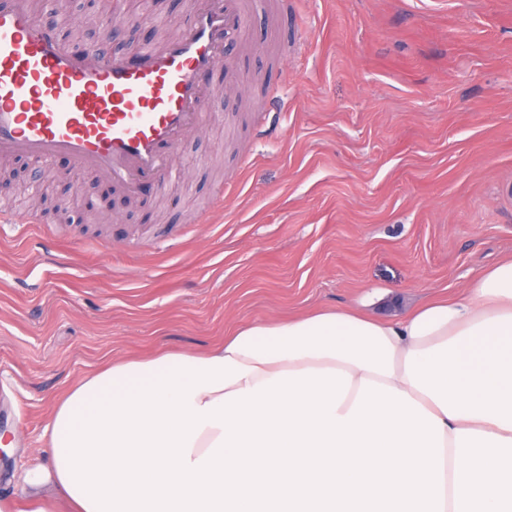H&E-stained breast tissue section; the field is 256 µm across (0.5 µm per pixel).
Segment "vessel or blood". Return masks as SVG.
<instances>
[{
  "label": "vessel or blood",
  "instance_id": "1",
  "mask_svg": "<svg viewBox=\"0 0 512 512\" xmlns=\"http://www.w3.org/2000/svg\"><path fill=\"white\" fill-rule=\"evenodd\" d=\"M243 24L242 0H192L180 35L108 57L67 47L32 0H0V160L62 157L124 195L161 191Z\"/></svg>",
  "mask_w": 512,
  "mask_h": 512
}]
</instances>
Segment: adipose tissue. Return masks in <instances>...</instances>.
<instances>
[{"instance_id": "obj_1", "label": "adipose tissue", "mask_w": 512, "mask_h": 512, "mask_svg": "<svg viewBox=\"0 0 512 512\" xmlns=\"http://www.w3.org/2000/svg\"><path fill=\"white\" fill-rule=\"evenodd\" d=\"M59 498L0 512H512V261L400 318L323 309L60 395Z\"/></svg>"}]
</instances>
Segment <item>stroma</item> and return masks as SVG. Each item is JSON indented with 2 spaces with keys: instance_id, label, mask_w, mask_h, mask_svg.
<instances>
[{
  "instance_id": "35a3bbf8",
  "label": "stroma",
  "mask_w": 512,
  "mask_h": 512,
  "mask_svg": "<svg viewBox=\"0 0 512 512\" xmlns=\"http://www.w3.org/2000/svg\"><path fill=\"white\" fill-rule=\"evenodd\" d=\"M171 35L188 0H115ZM82 7L78 41L130 54ZM160 192L70 205L66 159L8 160L0 209V497L48 464L53 401L110 360L199 353L315 309L393 318L512 260V0H253ZM262 84H255V77Z\"/></svg>"
}]
</instances>
